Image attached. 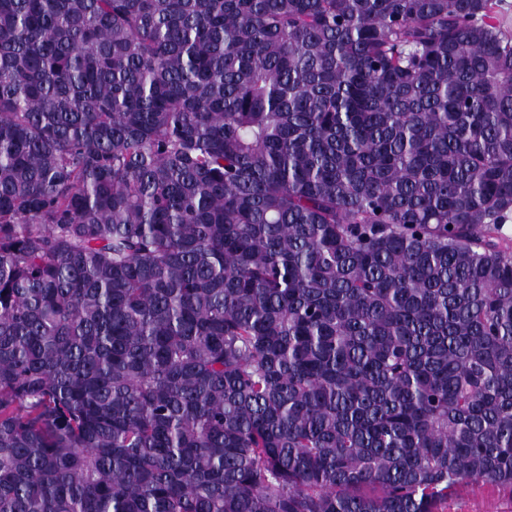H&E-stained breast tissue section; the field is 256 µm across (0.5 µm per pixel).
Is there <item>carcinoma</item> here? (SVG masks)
Masks as SVG:
<instances>
[{"mask_svg":"<svg viewBox=\"0 0 512 512\" xmlns=\"http://www.w3.org/2000/svg\"><path fill=\"white\" fill-rule=\"evenodd\" d=\"M501 0H0V512L512 495Z\"/></svg>","mask_w":512,"mask_h":512,"instance_id":"1","label":"carcinoma"}]
</instances>
